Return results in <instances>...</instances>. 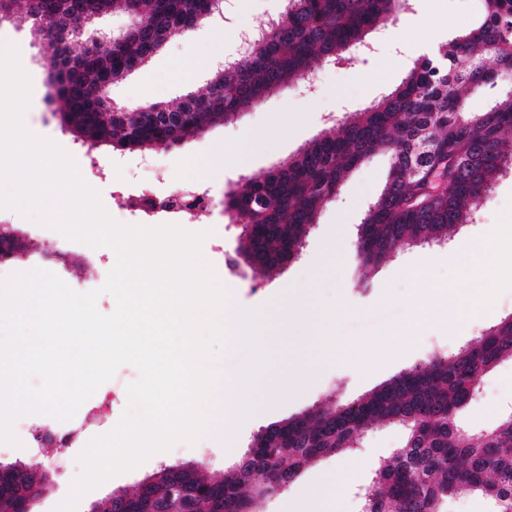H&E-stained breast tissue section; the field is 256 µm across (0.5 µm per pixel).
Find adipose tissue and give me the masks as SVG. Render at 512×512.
I'll return each mask as SVG.
<instances>
[{"label":"adipose tissue","instance_id":"ef3b65f1","mask_svg":"<svg viewBox=\"0 0 512 512\" xmlns=\"http://www.w3.org/2000/svg\"><path fill=\"white\" fill-rule=\"evenodd\" d=\"M492 250L503 254H512V239L495 240L493 246L490 247L474 243L463 247L457 253L456 260L461 265V275L465 280V285L453 291L451 312L447 318L449 326H463L467 321L480 314L485 307L487 280L500 272L499 267L490 265L487 261V255ZM317 341L336 354L350 353L351 364L357 366L364 374L369 372L376 358L402 353L409 344L408 337L395 334L382 336L373 345L358 341L346 346L336 337L325 335L318 336Z\"/></svg>","mask_w":512,"mask_h":512}]
</instances>
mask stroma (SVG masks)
I'll return each mask as SVG.
<instances>
[{"label": "stroma", "mask_w": 512, "mask_h": 512, "mask_svg": "<svg viewBox=\"0 0 512 512\" xmlns=\"http://www.w3.org/2000/svg\"><path fill=\"white\" fill-rule=\"evenodd\" d=\"M479 7V0H408L405 12L395 23L373 33L371 55L357 56L345 68L331 64L315 70L314 92H307L305 81H293L232 122L188 136L178 146L152 151L154 163L149 167L140 165L139 154L98 148V159L112 169L111 178L106 180L84 165L83 148L61 128L57 116L45 102V62L32 41L27 21L16 15L0 21V40L18 45L22 65L32 80L26 126L52 139L79 160L82 177L100 191L104 207L116 221L146 226L156 223L155 218L120 209L119 198L129 191L146 188L168 192L192 182L209 188L213 204L196 217L190 229L208 234L202 254L214 266L228 293L230 312L267 309L274 296L282 295L301 308L310 306L330 312L336 306L345 307V315L329 329L330 334L345 343L391 333L410 336L411 346L404 354L380 358L371 376L364 377L350 368L345 358L324 357L320 347L314 346L311 340L315 328L307 317L300 315L290 320L282 330L283 345L271 350L275 371L269 378L268 406L258 417L240 425L239 448H247L253 436L271 424L308 410L331 407L339 399L367 394L431 355L453 351L463 342L481 336L486 327L512 314L511 265L499 280L489 285L488 312L460 330L447 331L437 321L418 327L412 321L419 286L413 276L417 268L428 267L427 287H460L459 269L452 258L454 248L512 229V175L501 178L491 193L474 206L470 223L456 233L451 245L402 249L396 258L380 265L366 278L362 277L355 258L356 231L385 181L388 170L385 156H376L348 173L336 200L321 209L298 259L265 276L254 274L248 266L239 263L237 250L242 224L225 216L221 205L225 192L236 189L242 177L265 172L297 155L328 128L330 116L363 109L396 87L417 60L420 41L433 37L442 44L451 40L472 26ZM281 9V0H226L222 22L209 19L191 33L170 35L160 53L113 88L114 102L125 107L149 102L173 104L186 91L204 89L211 70L225 58L234 56L238 48L237 38L224 37L223 27L234 25L241 15L256 25L276 17ZM226 143L243 146L237 161L224 162L218 154V147ZM0 224L14 225L26 244L21 257L0 263V276L40 268L52 272L73 290L85 293L102 286L114 265L112 250L69 241L16 211L0 209ZM305 364L314 367L311 383L302 390L289 387L287 373ZM138 377L135 366L124 364L111 380L96 390V397L111 395L112 410L103 425L88 430L83 441L68 449L67 462H59L60 453L54 445L41 448L33 445L36 431L57 430L62 428V421L40 414L25 415L16 421L15 432L22 445L14 448L0 444V460H20L51 474V482L34 500L32 512H53L66 497L80 471L77 456L87 440L104 435L117 425L128 405L127 387ZM511 408L512 362L506 361L481 379L480 392L464 410L462 420L468 427L485 428ZM400 441L399 428L381 429L349 454L347 459L360 469L359 481L353 485L337 486L336 470L342 461L338 457H327L309 465L285 491L266 502L264 512H286L308 488L319 485L337 486L339 494L348 501L349 512H359L363 484L378 462ZM232 459L223 437L214 432L193 445L177 443L169 451L154 454L137 468L85 494L78 512H87L91 503L114 490L134 491L160 464L196 463L204 465L208 472L219 474Z\"/></svg>", "instance_id": "stroma-1"}]
</instances>
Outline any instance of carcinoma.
Masks as SVG:
<instances>
[{"mask_svg": "<svg viewBox=\"0 0 512 512\" xmlns=\"http://www.w3.org/2000/svg\"><path fill=\"white\" fill-rule=\"evenodd\" d=\"M406 0H284L259 27L244 57L211 72L206 91L170 106L119 107L112 86L223 9L224 0H7L22 13L48 64L47 102L63 130L91 151L169 148L249 110L320 66L350 62L367 36L396 21ZM120 9L137 20L106 45L98 18ZM512 0H481L474 25L419 58L401 83L337 122L279 167L245 178L226 195L230 218L246 221L239 257L265 275L301 252L321 208L345 175L372 156L389 157L380 196L358 226L355 253L369 272L404 247L441 246L470 222L472 207L512 172ZM489 96L485 112L467 110L464 91ZM512 361V317L475 341L434 354L376 390L327 410L268 426L222 476L195 464H170L125 493L127 512H263L304 468L343 456L370 432L397 427L400 445L360 493L359 512H448V502L477 493L490 512H512V410L488 428L461 414L478 380ZM48 475L14 469L0 476V512L44 491Z\"/></svg>", "mask_w": 512, "mask_h": 512, "instance_id": "1", "label": "carcinoma"}]
</instances>
